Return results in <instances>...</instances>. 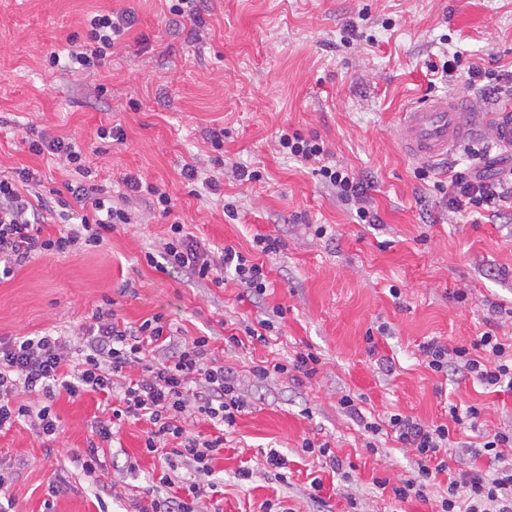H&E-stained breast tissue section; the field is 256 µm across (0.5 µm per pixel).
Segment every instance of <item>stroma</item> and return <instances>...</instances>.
Instances as JSON below:
<instances>
[{"mask_svg":"<svg viewBox=\"0 0 512 512\" xmlns=\"http://www.w3.org/2000/svg\"><path fill=\"white\" fill-rule=\"evenodd\" d=\"M126 11L133 23L97 70L49 66V53L65 52L88 15ZM201 18L170 15L166 0H0V176L28 167L44 189L64 190L71 169L30 153L22 132L68 136L131 217L99 247L30 258L0 281V338L79 336L109 300L131 326L164 314L179 339L209 337L249 403L212 464L216 512H264L269 501L281 512H435L434 502L400 505L381 494L377 480L410 476L412 455L392 436L368 438L338 400L360 395L364 419L379 422L399 412L442 423L449 404L476 405L482 429L512 427V390L489 393L434 373L420 352L433 338L456 346L486 331L512 337V317L493 309L512 307V208L495 217L449 208L434 186L447 178L444 161H435L434 181L419 179L418 161L396 136L400 112L413 103L476 98L470 66L512 70V0H205ZM351 22L361 37L347 42ZM452 51V77L431 83V65ZM109 124L123 128L124 142L98 139ZM219 129L217 147L211 133ZM294 131L317 136L331 163L368 183L363 204L379 223H358L354 204L281 153L280 134ZM187 164L199 171L191 187L181 176ZM239 165L259 179L239 180ZM128 174L165 186L172 218L145 198L125 199ZM231 201L234 218L224 211ZM175 219L215 253L230 247L250 257L255 235L280 236L281 251L264 260L263 299L250 301L231 280L218 286L152 267L146 255ZM277 305L285 313L267 342L226 344ZM381 324L389 332L369 353L365 336ZM304 350L322 358L312 378L262 383L252 373L260 361ZM51 404L55 439L22 422L0 432V474L19 512H137L166 494L161 464L144 450L148 422L127 421L101 442L90 475L78 458L103 395L63 392ZM306 438L330 442L349 468L335 472L305 455ZM369 440L375 451L366 450ZM272 449L288 460V482L240 480V469L262 466ZM316 477L322 507L307 497Z\"/></svg>","mask_w":512,"mask_h":512,"instance_id":"stroma-1","label":"stroma"}]
</instances>
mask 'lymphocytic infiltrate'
<instances>
[{"mask_svg": "<svg viewBox=\"0 0 512 512\" xmlns=\"http://www.w3.org/2000/svg\"><path fill=\"white\" fill-rule=\"evenodd\" d=\"M131 23L126 14L89 15L84 37H71L67 56L50 53L48 63L84 72L97 69ZM26 142L32 154L57 157L77 174V181L66 186L67 198L58 199L57 205L66 210L78 204L83 214L78 228L44 235L41 205L21 193L22 188L40 186L38 171L22 168L12 177H1L0 279L37 254L98 247L116 225L130 221L128 212L105 196L75 139L40 134L27 137ZM279 145L290 158L319 164L326 183L342 200L365 195L366 184L347 169L323 164L325 150L317 137L285 133ZM466 151L472 164L452 159L446 165L449 206L495 213L512 205V168L492 156L487 143L468 145ZM147 261L162 272L181 271L217 284L232 276L252 297L264 295L268 286L264 264L229 249L212 256L179 223L171 224L159 254L148 256ZM170 330L160 314L132 327L120 320L115 309L100 308L85 329L80 350H73L65 337L50 333L0 342V430L23 421L36 436H52L59 430V418L49 403L56 391L65 390L73 397L89 390L110 395L116 403L109 418L97 421L93 428L100 440L111 441L113 427L123 421L145 420L150 424L145 450L164 461L160 484L172 486L178 466H185L189 473L185 494L154 498L140 512H205L207 491L201 479L211 475L212 462L224 448L223 429L235 427L247 402L209 337L191 338L171 355L147 359L149 348L166 341ZM421 354L432 372L451 370L492 391L512 388V341L493 332L454 347L433 338L423 343ZM20 391L35 396V403H16ZM448 414L449 421L440 424L401 413L390 414L381 424L364 421V430L373 436L389 429L401 447L412 453L415 464L411 477L394 482L384 478L378 480V488L399 503L424 501L444 475L448 488L437 512H512V428L484 431L481 453L488 464L482 467L469 459L467 449L453 442L457 432L477 428L480 408L471 405L461 410L453 405ZM192 416L212 423L218 435L193 434L187 427Z\"/></svg>", "mask_w": 512, "mask_h": 512, "instance_id": "1", "label": "lymphocytic infiltrate"}]
</instances>
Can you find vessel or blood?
<instances>
[{
    "label": "vessel or blood",
    "mask_w": 512,
    "mask_h": 512,
    "mask_svg": "<svg viewBox=\"0 0 512 512\" xmlns=\"http://www.w3.org/2000/svg\"><path fill=\"white\" fill-rule=\"evenodd\" d=\"M475 126L487 129L499 149L512 151L511 101L486 109L453 95L430 97L401 112L397 137L408 156L432 162L447 157Z\"/></svg>",
    "instance_id": "vessel-or-blood-1"
}]
</instances>
